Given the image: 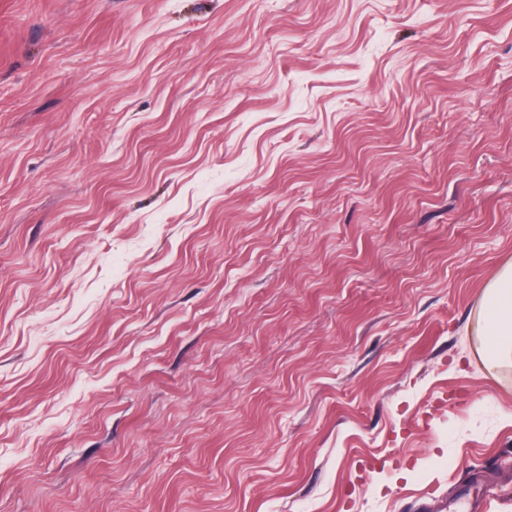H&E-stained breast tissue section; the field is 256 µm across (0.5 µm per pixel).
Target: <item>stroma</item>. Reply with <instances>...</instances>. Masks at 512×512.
<instances>
[{"label": "stroma", "instance_id": "1", "mask_svg": "<svg viewBox=\"0 0 512 512\" xmlns=\"http://www.w3.org/2000/svg\"><path fill=\"white\" fill-rule=\"evenodd\" d=\"M512 0H0V512H512ZM483 334L488 361L512 363V262H508L485 291Z\"/></svg>", "mask_w": 512, "mask_h": 512}]
</instances>
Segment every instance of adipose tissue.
<instances>
[{"mask_svg":"<svg viewBox=\"0 0 512 512\" xmlns=\"http://www.w3.org/2000/svg\"><path fill=\"white\" fill-rule=\"evenodd\" d=\"M483 336L488 361L512 363V262L507 263L485 291Z\"/></svg>","mask_w":512,"mask_h":512,"instance_id":"obj_1","label":"adipose tissue"}]
</instances>
